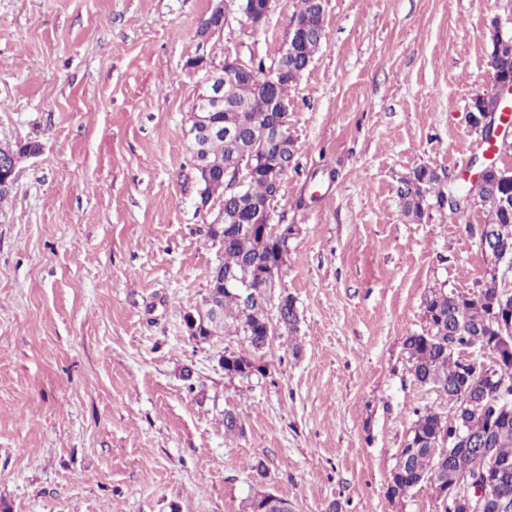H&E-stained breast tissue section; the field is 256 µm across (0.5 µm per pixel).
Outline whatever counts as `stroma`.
<instances>
[{
    "mask_svg": "<svg viewBox=\"0 0 512 512\" xmlns=\"http://www.w3.org/2000/svg\"><path fill=\"white\" fill-rule=\"evenodd\" d=\"M296 0L198 37L212 0H0V146L32 142L0 197V503L8 512H440L429 485L391 501L414 409L447 397L409 372L435 288L479 289L491 265L400 178L459 184L486 146L468 122L491 82L493 24L512 0H326L328 39L289 93L297 155L273 203L291 224L271 303L295 298L251 376L225 374L240 337L202 343L218 247L189 152L193 56L272 66ZM241 425L224 431L225 413ZM264 463L263 473L253 466ZM400 182L405 184V188L399 187V198L402 203V210L405 216L413 221L420 220L423 217L425 206L427 205V195L430 190L438 188V198L444 195L449 196L455 201L462 199L472 191L462 190L457 191L458 196H452L445 193L441 186L443 182L439 174L430 168L420 166L413 170L409 176L402 177ZM420 186L422 191L420 190Z\"/></svg>",
    "mask_w": 512,
    "mask_h": 512,
    "instance_id": "35a3bbf8",
    "label": "stroma"
}]
</instances>
